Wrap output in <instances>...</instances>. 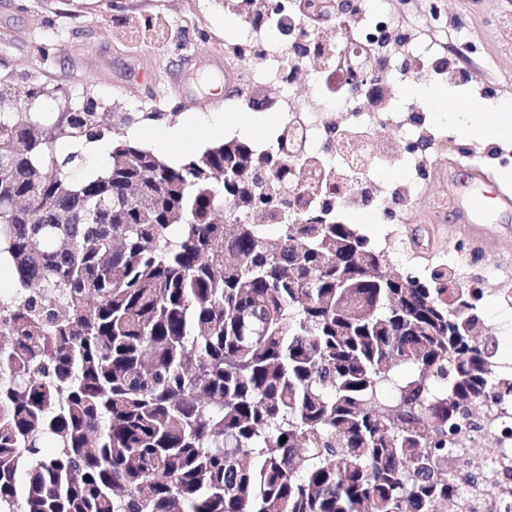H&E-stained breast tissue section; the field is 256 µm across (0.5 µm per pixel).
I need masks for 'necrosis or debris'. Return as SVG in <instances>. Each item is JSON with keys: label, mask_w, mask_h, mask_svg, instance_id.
I'll return each instance as SVG.
<instances>
[{"label": "necrosis or debris", "mask_w": 512, "mask_h": 512, "mask_svg": "<svg viewBox=\"0 0 512 512\" xmlns=\"http://www.w3.org/2000/svg\"><path fill=\"white\" fill-rule=\"evenodd\" d=\"M448 0H366L358 20L336 19L333 0H270L261 24L225 0L224 14L236 24L224 45V73L250 90H267L280 100L275 133L257 144L258 153L287 149L290 163L283 193L300 196L301 211L359 214L366 200L387 207L413 203L433 183L429 198L447 212L448 182L434 174L452 143L428 99L406 102L409 70L426 73L431 85L450 83L438 68V33L447 29ZM408 39L407 68L379 62L377 48L396 28ZM312 95L298 94L297 85ZM458 433L474 471L492 473L495 462L479 451L485 431L512 457V400L490 420Z\"/></svg>", "instance_id": "1"}]
</instances>
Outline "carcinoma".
Here are the masks:
<instances>
[{
    "instance_id": "cac0c4a2",
    "label": "carcinoma",
    "mask_w": 512,
    "mask_h": 512,
    "mask_svg": "<svg viewBox=\"0 0 512 512\" xmlns=\"http://www.w3.org/2000/svg\"><path fill=\"white\" fill-rule=\"evenodd\" d=\"M96 108L0 113V512H458L448 435L512 391L477 292L323 213L242 221L286 143L173 167ZM104 139L99 173L55 152Z\"/></svg>"
}]
</instances>
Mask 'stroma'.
<instances>
[{
    "mask_svg": "<svg viewBox=\"0 0 512 512\" xmlns=\"http://www.w3.org/2000/svg\"><path fill=\"white\" fill-rule=\"evenodd\" d=\"M503 6L512 9V0H451L448 6L449 14L468 13L480 44L468 61L479 73L477 82L467 87L452 83L446 91L487 113L512 104V51L503 52L487 30L490 11ZM156 20L171 28L165 43L124 41V26ZM232 36L224 0H0V78L26 76L52 88V95L23 102L25 111L55 112L60 103L76 107L91 99L126 134L149 128L150 112L165 113V125H179L189 113L184 100L191 96L213 98L206 114L230 118L236 90L224 81V42ZM488 86L497 88L494 98L481 97ZM457 142L482 152V168L491 181L479 186L458 182L456 194L492 208L495 187L512 188V162L501 158L502 152H512V140L495 144L473 131ZM412 210L408 224L369 213L354 217L353 223L381 248L394 241L420 242L413 259L390 254L394 268L454 259L460 270L480 277L499 269V277L481 296L482 309L494 308L497 299L512 291V222L465 232L444 215L430 223L424 199H417Z\"/></svg>",
    "mask_w": 512,
    "mask_h": 512,
    "instance_id": "stroma-1",
    "label": "stroma"
}]
</instances>
